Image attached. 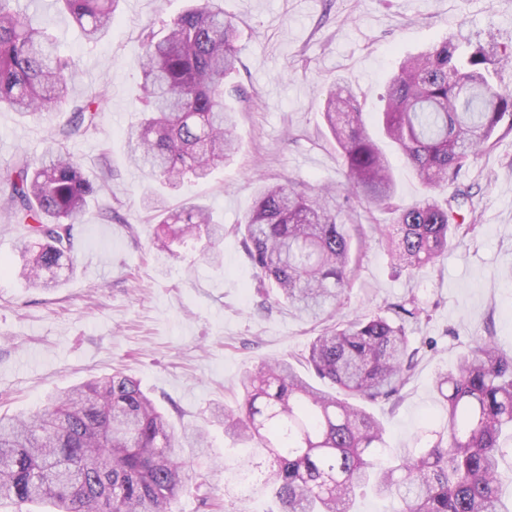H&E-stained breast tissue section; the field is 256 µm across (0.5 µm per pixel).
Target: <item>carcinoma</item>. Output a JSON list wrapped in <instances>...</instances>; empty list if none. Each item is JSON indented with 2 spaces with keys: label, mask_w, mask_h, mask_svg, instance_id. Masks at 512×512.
Returning <instances> with one entry per match:
<instances>
[{
  "label": "carcinoma",
  "mask_w": 512,
  "mask_h": 512,
  "mask_svg": "<svg viewBox=\"0 0 512 512\" xmlns=\"http://www.w3.org/2000/svg\"><path fill=\"white\" fill-rule=\"evenodd\" d=\"M98 41L112 27L119 0H53ZM0 0V107L23 116L64 112L76 63L64 56L36 16ZM236 27L216 0H195L181 14L147 27L138 65L142 118L129 133L134 165L167 186L207 181L235 152V112L224 107V83L235 71ZM512 65V43L449 37L400 62L391 77L382 131L428 194L394 202L392 168L353 91L326 93L323 117L343 160L347 191L365 207L385 210L376 227L393 268L415 275L451 244L475 232L470 193L436 191L489 148L498 128L512 131V92L499 73ZM108 99L95 95L71 109L39 155H19L0 183V207L34 240L21 277L56 288L77 257L74 225L88 198L106 192L68 153L66 142L97 131ZM167 229L163 246L221 264L224 225L203 206L171 208L143 199ZM257 277L275 302L322 325L305 361L328 384L316 387L286 360L263 362L241 380L242 402L215 407V422L234 442L266 451L270 467L252 492L267 493L278 512H353L360 488L398 503V512H512L503 495L502 459L512 447V355L481 338L456 367L438 374L445 416L422 448L384 459L385 430L365 408L399 394L414 368L408 325L415 302L394 306L397 319L337 316L359 258L360 224L334 189L304 182L260 186L253 210L237 225ZM208 447L205 432L178 435L136 379L116 371L48 397L27 418L0 416V501L48 504L53 512H173L193 481L179 449Z\"/></svg>",
  "instance_id": "carcinoma-1"
}]
</instances>
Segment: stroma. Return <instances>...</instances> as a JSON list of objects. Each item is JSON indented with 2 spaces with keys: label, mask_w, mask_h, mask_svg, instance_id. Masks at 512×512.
<instances>
[{
  "label": "stroma",
  "mask_w": 512,
  "mask_h": 512,
  "mask_svg": "<svg viewBox=\"0 0 512 512\" xmlns=\"http://www.w3.org/2000/svg\"><path fill=\"white\" fill-rule=\"evenodd\" d=\"M190 0H120L111 32L96 43L55 10L31 0L63 53L78 62L73 103L98 92L110 99L96 134L69 142L82 167L107 180L73 230L77 268L58 288L27 287L14 272L29 235L0 213V412L34 411L54 391L120 370L137 379L176 428L207 427L216 456L231 440L208 426L207 408L241 399L243 374L261 360L294 363L320 332L259 288L233 227L253 209L257 179L345 184L342 160L321 114L337 80L349 84L367 121L385 107L399 58L446 37L495 32L512 37V0H224L240 48L225 101L237 111L238 151L209 182L166 190L170 207L207 205L224 225V262L208 265L154 243L157 227L143 198L153 185L128 161L126 139L138 122L137 60L145 27L182 12ZM63 119L0 110V178L20 153L39 154ZM462 170L476 206L477 229L448 257L415 277L396 273L371 227L384 212L362 213L365 256L344 314H386L415 298L428 315L410 324L416 366L398 401L367 409L385 426L393 450L418 447L441 402L440 371L474 342L494 337L512 353V132ZM183 457L214 497L235 512H272L261 495L241 497L229 465L209 469L191 449Z\"/></svg>",
  "instance_id": "1"
}]
</instances>
